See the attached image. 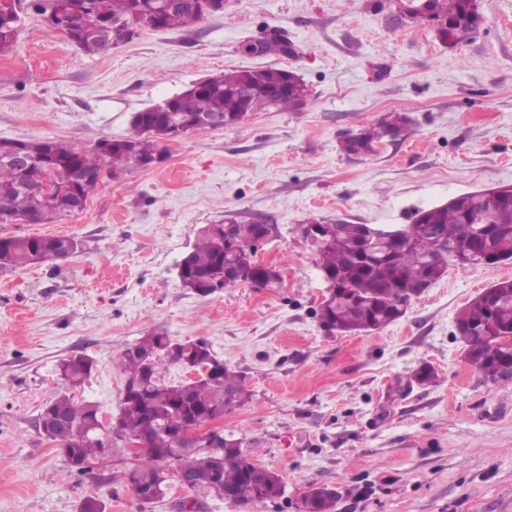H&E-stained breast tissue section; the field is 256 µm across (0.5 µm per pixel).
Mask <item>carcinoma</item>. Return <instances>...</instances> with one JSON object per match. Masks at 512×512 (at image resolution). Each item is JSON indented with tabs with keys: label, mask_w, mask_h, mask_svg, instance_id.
<instances>
[{
	"label": "carcinoma",
	"mask_w": 512,
	"mask_h": 512,
	"mask_svg": "<svg viewBox=\"0 0 512 512\" xmlns=\"http://www.w3.org/2000/svg\"><path fill=\"white\" fill-rule=\"evenodd\" d=\"M160 6L157 28L187 31L209 14L211 0H190L187 6H168L166 0H0V54L12 49L21 13L33 11L77 44L85 54L96 55L126 43L138 35L133 21L145 6ZM432 19L441 22L436 36L454 47L471 39L481 22L476 0H430ZM287 70L268 68L234 70L204 78L201 91L184 94L173 102L170 112H148L131 121L129 135L115 141L99 139L94 148L57 139L30 142L0 139V221L18 220L30 224L52 223L64 216L52 203H38L26 183V176L4 152L22 148L32 161L31 173L45 174L58 191L79 188L86 200L90 187L80 179L97 173L106 160L112 172L160 155L171 126H188L199 115L217 112L224 126L240 123L242 113L268 110L266 91L285 82ZM253 84L245 101L238 89ZM312 104L305 89L289 88L279 97L276 110L304 112ZM401 112H389L379 121L348 135L341 142L346 154L369 155L376 144L407 125ZM115 142L107 153L103 145ZM329 236L320 241L311 236L309 225L298 231L336 284L332 300L315 311L320 325L339 333H368L382 329L405 315L411 302L441 279L448 269L443 252L453 246L466 257L462 269L492 265L512 259V184L484 193H469L445 205L417 211L413 223L402 230L384 231L368 224L328 225ZM279 233L276 224H245L232 220L208 224L198 232V242L177 264L182 286L201 297L226 288L231 273L247 269L244 283L263 288L276 280V273L255 260L257 244ZM78 244L65 236L0 238V268L21 269L55 258L66 259ZM456 327L465 346V356L483 380L512 385V280L497 283L490 291L473 298L457 314ZM171 366L194 369L198 378L177 384L166 381ZM117 368L124 376L119 405L122 433L144 443L138 467L151 475L169 461L186 475L204 474L214 464L207 451L178 452L176 436L194 423L222 417L249 397L247 376L215 357L204 339L175 340L152 330L124 349ZM95 370L87 355L62 359L54 371L61 392L47 403L41 414L57 418L49 439L71 460L98 458L118 441L100 429L96 404L74 400L71 390L84 386ZM224 449V465L218 480L224 492L256 502L275 501L285 494L278 474L266 470V480L252 482L250 469L257 463L242 449ZM338 493L326 486L310 487L297 505L299 512H336Z\"/></svg>",
	"instance_id": "obj_1"
}]
</instances>
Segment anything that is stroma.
<instances>
[{
	"label": "stroma",
	"instance_id": "35a3bbf8",
	"mask_svg": "<svg viewBox=\"0 0 512 512\" xmlns=\"http://www.w3.org/2000/svg\"><path fill=\"white\" fill-rule=\"evenodd\" d=\"M473 39L451 47L430 24L397 22L396 0H224L189 31L140 30L85 55L33 13L0 56V138L92 147L124 137L132 115L197 79L285 68L309 87L304 112H256L239 125L165 143L161 161L105 178L85 208L51 224H0V238L66 236L64 260L0 270V512H178L182 491L144 504L121 474L72 470L37 427L61 390L59 359L96 370L75 401L117 416L123 349L153 328L203 337L247 375L249 398L221 426L242 438L285 495L197 512H298L308 486L336 489V512H512V385L483 382L464 358L456 314L512 279V259L447 273L387 327L328 335L314 315L324 283L294 227L311 220L404 228L417 210L512 183V0H480ZM285 54L253 47L270 36ZM388 112L402 136L346 155L345 134ZM233 217L278 225L257 262L280 279L203 298L177 263L200 227ZM434 384L412 383L422 366Z\"/></svg>",
	"mask_w": 512,
	"mask_h": 512
}]
</instances>
